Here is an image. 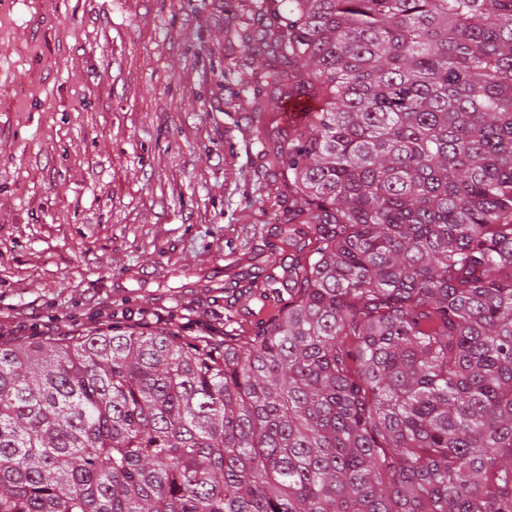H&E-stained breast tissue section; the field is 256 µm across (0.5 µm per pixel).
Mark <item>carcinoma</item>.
<instances>
[{
	"label": "carcinoma",
	"instance_id": "cac0c4a2",
	"mask_svg": "<svg viewBox=\"0 0 512 512\" xmlns=\"http://www.w3.org/2000/svg\"><path fill=\"white\" fill-rule=\"evenodd\" d=\"M224 39L295 250L234 289L288 299L0 344V512H512V0H249Z\"/></svg>",
	"mask_w": 512,
	"mask_h": 512
}]
</instances>
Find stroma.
<instances>
[{
  "instance_id": "stroma-1",
  "label": "stroma",
  "mask_w": 512,
  "mask_h": 512,
  "mask_svg": "<svg viewBox=\"0 0 512 512\" xmlns=\"http://www.w3.org/2000/svg\"><path fill=\"white\" fill-rule=\"evenodd\" d=\"M245 0H0V342L109 323L223 333L274 311L224 289L281 263L288 215L249 180L224 13Z\"/></svg>"
}]
</instances>
